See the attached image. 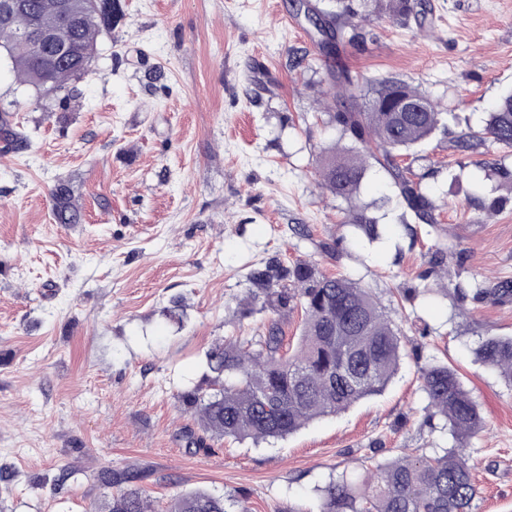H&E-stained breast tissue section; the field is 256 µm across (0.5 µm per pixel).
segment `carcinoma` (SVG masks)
<instances>
[{
    "mask_svg": "<svg viewBox=\"0 0 512 512\" xmlns=\"http://www.w3.org/2000/svg\"><path fill=\"white\" fill-rule=\"evenodd\" d=\"M23 9L0 22L4 58L20 82L36 92L57 91L86 75L97 52V36L110 31L121 13L119 0H22ZM305 16L318 30L320 54L331 55L347 38L336 25L337 14L303 3ZM43 29L61 32L70 54L60 55L34 37ZM325 97L333 102L328 123L339 128L352 145L321 150L318 176L323 188L346 202L357 199L368 165L387 174L394 197L414 221L434 223V203L414 180L409 166L397 157L429 141L442 122V113L423 92L393 77L369 81L361 75L326 66ZM404 100L424 102L420 112H398ZM490 140L512 148V91L499 99L485 128ZM25 132L0 114V150H28ZM57 224H80L82 212L69 183L59 178L50 189ZM367 237L377 236L375 219L364 208L350 221ZM264 281V306L283 312L294 302L304 312L296 347L284 344L276 321L265 334L240 343L218 341L205 355L203 382L181 395L199 417L202 434L182 432L189 448L206 447V437L250 439L253 443L284 439L308 422L347 410L358 401L382 393L397 373L403 337L371 290L345 278L327 276L308 262L275 274L257 273ZM476 359L497 370L512 384V337L489 336L476 350ZM430 406L445 418L456 445L441 455H415L375 466L370 477L351 480L344 475L320 489V512H474L477 489L464 456L470 438L483 428V418L456 371L434 364L421 373ZM105 489L95 512H148L147 501L135 486L137 476L107 468L101 473ZM168 512H230L224 494L195 490L170 502Z\"/></svg>",
    "mask_w": 512,
    "mask_h": 512,
    "instance_id": "carcinoma-1",
    "label": "carcinoma"
}]
</instances>
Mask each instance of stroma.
I'll use <instances>...</instances> for the list:
<instances>
[{
  "mask_svg": "<svg viewBox=\"0 0 512 512\" xmlns=\"http://www.w3.org/2000/svg\"><path fill=\"white\" fill-rule=\"evenodd\" d=\"M425 22L354 0L353 71L417 86L443 125L407 157L437 227L391 208L368 242L321 189L327 123L314 30L293 0H121L86 77L38 96L0 65V112L31 137L0 154V512H92L103 467L126 469L167 512L201 489L246 512H319L333 477L452 447L420 370L455 367L484 420L467 453L475 512H512V385L476 362L512 336V149L463 150L512 89V0H410ZM83 213L58 224L48 190ZM306 260L371 288L406 341L387 389L282 440L188 449L200 382L222 337L262 334L251 271ZM182 300V321L170 319ZM63 488H55L58 477ZM52 215L58 224H79L83 221L82 212L75 203L69 183L59 178L50 189Z\"/></svg>",
  "mask_w": 512,
  "mask_h": 512,
  "instance_id": "1",
  "label": "stroma"
}]
</instances>
